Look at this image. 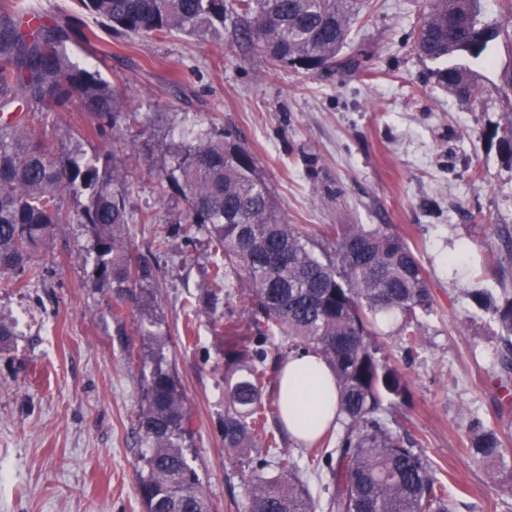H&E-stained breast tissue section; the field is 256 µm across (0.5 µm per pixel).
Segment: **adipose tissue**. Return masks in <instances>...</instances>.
I'll return each mask as SVG.
<instances>
[{
  "label": "adipose tissue",
  "instance_id": "adipose-tissue-1",
  "mask_svg": "<svg viewBox=\"0 0 512 512\" xmlns=\"http://www.w3.org/2000/svg\"><path fill=\"white\" fill-rule=\"evenodd\" d=\"M282 423L297 441L315 438L334 424L336 384L326 363L314 353L289 357L277 371Z\"/></svg>",
  "mask_w": 512,
  "mask_h": 512
}]
</instances>
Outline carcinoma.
Returning <instances> with one entry per match:
<instances>
[{
    "label": "carcinoma",
    "mask_w": 512,
    "mask_h": 512,
    "mask_svg": "<svg viewBox=\"0 0 512 512\" xmlns=\"http://www.w3.org/2000/svg\"><path fill=\"white\" fill-rule=\"evenodd\" d=\"M111 32L125 38L215 30L232 20L240 39L273 67L305 72L336 66L347 40L356 0H80ZM20 9L0 7V112L13 106L23 116L0 125V275L34 264L58 224H82L93 241L94 288L116 295L112 318L134 317V332L152 336L149 305L137 289L152 276L149 260L132 252L128 224L155 223L148 212L128 208V183L117 150L61 156L39 136L43 113L66 112L74 101L96 120L86 139L118 140L129 97L73 62L67 35L30 27ZM497 36L480 19L478 0H426L412 47L420 57L444 61L434 83L461 102L479 101L485 89L464 58L486 54ZM502 162L512 168V121L493 130ZM161 197L185 204L177 221L185 237H207L224 258L215 285L234 284L254 317L257 335L225 354L224 446L244 451L264 441L276 449L269 421H278V399L267 377L268 359H279L275 340L288 349L312 351L334 373L338 392L336 455L310 454L308 468L328 472L330 505L337 512H455L456 497L435 476L429 460L407 446L393 428L392 405L407 393L403 373L389 364L379 322L391 320L404 350L421 346V318L433 307L425 268L410 243L380 225L341 224L334 256L319 258L312 239L288 223L259 176L254 155L232 134H199L172 153L159 175ZM76 199L66 210L63 196ZM490 314L501 342L497 355L511 393L512 293L494 297L468 292ZM189 412L175 375L155 362L143 389L138 432L139 488L145 512H210L198 474L186 456ZM477 462H501L508 449L500 435L473 422L465 438ZM275 473L260 459L243 475L248 512H315L316 503L293 455L280 453Z\"/></svg>",
    "instance_id": "1"
}]
</instances>
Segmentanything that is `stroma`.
I'll use <instances>...</instances> for the list:
<instances>
[{
    "label": "stroma",
    "instance_id": "1",
    "mask_svg": "<svg viewBox=\"0 0 512 512\" xmlns=\"http://www.w3.org/2000/svg\"><path fill=\"white\" fill-rule=\"evenodd\" d=\"M424 0H358L360 14L331 72L271 67L242 46L232 23L216 34L126 39L98 30L77 0H24L46 25L66 30L73 62L122 83L133 115L121 135L128 206L155 213L133 224L128 243L152 252L169 234L147 293L154 330L183 389L193 433L189 456L212 512H248L246 461L224 445V353L234 341L214 333L205 308L188 304L212 288L220 257L205 242L171 233L184 208L160 198V142L173 128L232 132L255 156L289 223L314 236L339 224L387 226L415 248L434 311L423 348L407 357L398 339L389 360L408 382L393 415L430 460L436 476L463 492L458 512H512V476L476 463L464 439L480 420L512 440V409L495 375L499 340L475 313L470 288L512 291V262H498L496 226L512 230V169L488 134L512 116L496 91L512 45L493 42L495 66L475 65L489 95L470 106L435 86L436 62L420 58L411 34ZM97 29L94 46L83 36ZM362 60L349 67L350 58ZM79 105L43 115L40 135L60 154L90 125ZM92 242L80 224H60L20 280L0 277V318L17 334L0 346V512H145L136 474L141 441L142 347L132 323L112 318L114 297L90 279ZM462 254L460 265L450 259ZM291 451L318 512H332L326 478L307 470L308 444L277 433Z\"/></svg>",
    "mask_w": 512,
    "mask_h": 512
}]
</instances>
